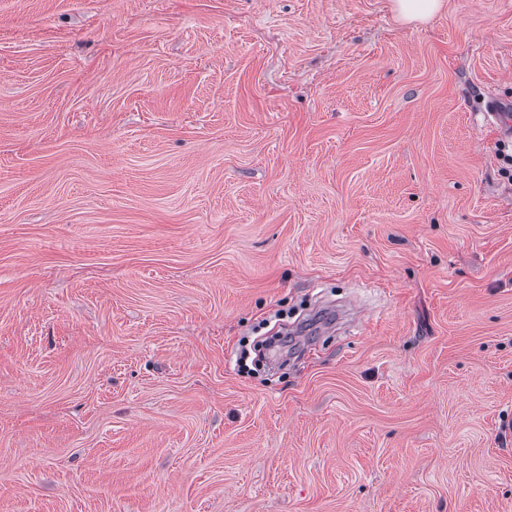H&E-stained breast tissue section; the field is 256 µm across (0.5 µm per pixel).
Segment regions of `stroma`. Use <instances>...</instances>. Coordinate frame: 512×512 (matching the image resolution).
Listing matches in <instances>:
<instances>
[{"label":"stroma","instance_id":"obj_1","mask_svg":"<svg viewBox=\"0 0 512 512\" xmlns=\"http://www.w3.org/2000/svg\"><path fill=\"white\" fill-rule=\"evenodd\" d=\"M501 95L512 0H0V512H512ZM444 0H395L394 10L406 21H425L436 15Z\"/></svg>","mask_w":512,"mask_h":512}]
</instances>
